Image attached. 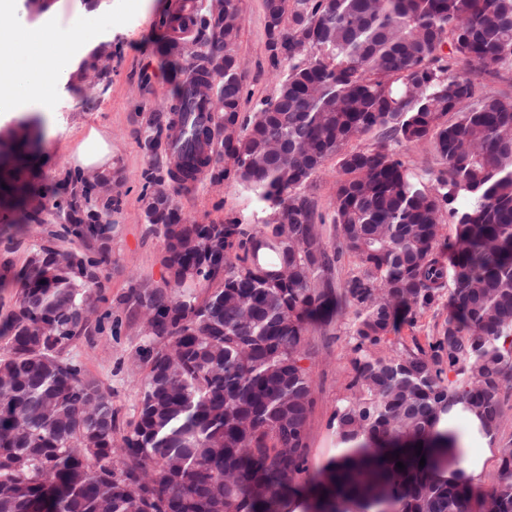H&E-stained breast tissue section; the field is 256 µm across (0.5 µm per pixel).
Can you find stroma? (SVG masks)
Masks as SVG:
<instances>
[{"label": "stroma", "mask_w": 512, "mask_h": 512, "mask_svg": "<svg viewBox=\"0 0 512 512\" xmlns=\"http://www.w3.org/2000/svg\"><path fill=\"white\" fill-rule=\"evenodd\" d=\"M176 2L147 0L145 10L123 11L117 0H107L108 15L94 33L95 39L112 45L107 77L88 92L74 80L56 82L51 107L45 112L30 105L0 112V132L18 118L37 119L44 159L38 170L42 183L62 180L71 172L70 156L81 132L93 127L105 133L112 150L110 219L119 226L101 278L100 294L107 306L126 294L131 280L156 285L165 273L161 264L164 244L147 231L142 192L147 171L166 168L169 156L163 151L152 158L145 156L138 139L150 110L174 94L177 79L162 56L165 31L161 22ZM243 10L238 58L245 73L242 112L247 115L259 100L275 94L279 72L267 50L262 0H243ZM175 203L184 214L203 224H221L233 218L247 223L256 209L249 190L232 181L213 187L205 175L182 189ZM40 241L38 226L0 223V323L14 307L19 273ZM447 315L444 302L423 310L414 326H402L391 339L409 347L427 345L439 335ZM310 338L317 355L312 361L315 404L307 448L309 465L315 469L338 450L332 416L353 374L350 320L345 317L327 328L313 329ZM137 341L138 328L131 325L122 336L103 333L91 341L80 340L70 349L92 377L111 389L112 404L124 421L132 419L138 399L129 360Z\"/></svg>", "instance_id": "1"}]
</instances>
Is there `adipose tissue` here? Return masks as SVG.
Masks as SVG:
<instances>
[{"mask_svg": "<svg viewBox=\"0 0 512 512\" xmlns=\"http://www.w3.org/2000/svg\"><path fill=\"white\" fill-rule=\"evenodd\" d=\"M104 11L101 5L80 9L74 15L69 31L54 42L46 41L41 30L35 27H1L0 45L6 46L8 53L0 58V99L12 103L23 100L48 109V87L41 79L44 70L60 55L76 64L87 60L89 53L81 35L95 25ZM72 155L81 170L98 173L105 179L110 177V150L98 130L82 134ZM479 427L480 421L475 414L460 408L455 409L453 418L442 419L435 427L439 433L454 431L459 443L466 448L460 469L467 484L473 487L482 481L483 461L489 449V438L480 434Z\"/></svg>", "mask_w": 512, "mask_h": 512, "instance_id": "1", "label": "adipose tissue"}]
</instances>
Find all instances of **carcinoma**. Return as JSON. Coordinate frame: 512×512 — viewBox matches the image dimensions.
I'll return each mask as SVG.
<instances>
[{
	"label": "carcinoma",
	"instance_id": "1",
	"mask_svg": "<svg viewBox=\"0 0 512 512\" xmlns=\"http://www.w3.org/2000/svg\"><path fill=\"white\" fill-rule=\"evenodd\" d=\"M263 9L268 50L285 69L246 119L242 0H224L222 25L195 6L162 22L163 55L183 79L139 145L149 157L163 138L178 150L144 189L164 180L176 193L208 171L247 187L258 211L250 224H201L171 197L143 207L164 242L161 285L134 280L99 312L118 231L111 206L79 173L35 185L34 119L0 140L10 157L0 207L40 224L50 206L66 221L28 258L0 332V512H281L287 492L319 493L320 512L359 500L375 512L480 507L469 485L439 478L457 460L427 450L425 436L459 402L498 431L500 392L512 385V100L470 77L512 70V0H263ZM209 83L224 87L222 117L190 108L210 104L197 96ZM222 119L231 129L216 151ZM374 131L376 144L347 149ZM426 142L442 165L428 179L400 159ZM330 157L339 175L327 222L308 188ZM66 239L80 248L61 253L55 241ZM345 253L359 269L338 286ZM445 293L448 318L428 348L388 343L400 320ZM348 314L353 376L333 427L357 450L304 481L310 333ZM125 321L139 325L130 358L143 373L124 429L112 390L69 350L93 332L120 335ZM497 460L488 497L495 512H512L511 439Z\"/></svg>",
	"mask_w": 512,
	"mask_h": 512
}]
</instances>
